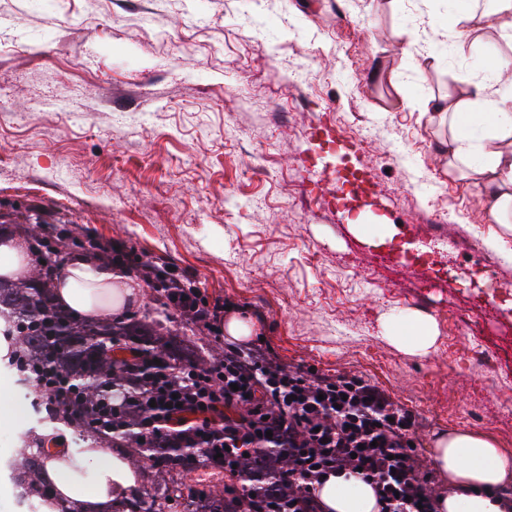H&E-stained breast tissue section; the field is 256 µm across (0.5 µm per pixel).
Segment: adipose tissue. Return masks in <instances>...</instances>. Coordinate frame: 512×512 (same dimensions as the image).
Instances as JSON below:
<instances>
[{
    "mask_svg": "<svg viewBox=\"0 0 512 512\" xmlns=\"http://www.w3.org/2000/svg\"><path fill=\"white\" fill-rule=\"evenodd\" d=\"M487 13L465 8L452 10L448 26L459 44L483 51L488 74L502 78L512 73V33L502 34L501 44L485 43L478 33ZM432 116H447L446 155L451 168L465 172L487 198V220L512 223V150L498 148L512 139V86L492 98L486 83L473 84L468 97L446 106L430 105ZM489 124L487 137L474 129ZM53 301L78 320L93 323L121 313L135 304L141 292L126 272L109 263L73 257L55 280ZM387 337L404 353L428 355L438 335L434 320L409 314L386 320ZM433 461L453 492L442 497L439 512H503L501 504L512 493V456L503 453L490 436L468 430L439 434ZM45 468L60 496L79 503L83 512H104L112 497L136 488L141 469L127 456H115L106 446L89 444L77 458L53 455ZM325 512H378L373 488L353 477L331 475L318 486Z\"/></svg>",
    "mask_w": 512,
    "mask_h": 512,
    "instance_id": "adipose-tissue-1",
    "label": "adipose tissue"
}]
</instances>
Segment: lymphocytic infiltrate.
<instances>
[{
  "label": "lymphocytic infiltrate",
  "mask_w": 512,
  "mask_h": 512,
  "mask_svg": "<svg viewBox=\"0 0 512 512\" xmlns=\"http://www.w3.org/2000/svg\"><path fill=\"white\" fill-rule=\"evenodd\" d=\"M133 269L164 309L206 330L224 353L210 362L168 356L152 367L131 350L128 361L149 375L113 404V434L136 428L157 463L194 450L196 468L223 473L228 512H324L316 487L332 473L370 483L380 512H438L436 476L411 445L420 426L413 411L364 376H311L269 346L222 342L226 304L171 268L139 261Z\"/></svg>",
  "instance_id": "f902f5d3"
}]
</instances>
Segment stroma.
<instances>
[{
	"label": "stroma",
	"mask_w": 512,
	"mask_h": 512,
	"mask_svg": "<svg viewBox=\"0 0 512 512\" xmlns=\"http://www.w3.org/2000/svg\"><path fill=\"white\" fill-rule=\"evenodd\" d=\"M452 0H0V231L127 242L255 315L284 363L374 381L434 436L470 429L512 454V231L474 224L484 194L440 155L448 129L427 102L466 97L481 52L441 29ZM356 142L381 206L411 223L360 241L310 192V130L324 108ZM440 221H433V214ZM496 275L504 287L487 294ZM492 306L496 320L485 321ZM138 314L179 350L217 358L151 288ZM435 319L422 358L384 335L392 314ZM17 408L0 424V512H29L16 448L41 413L7 363Z\"/></svg>",
	"instance_id": "stroma-1"
}]
</instances>
